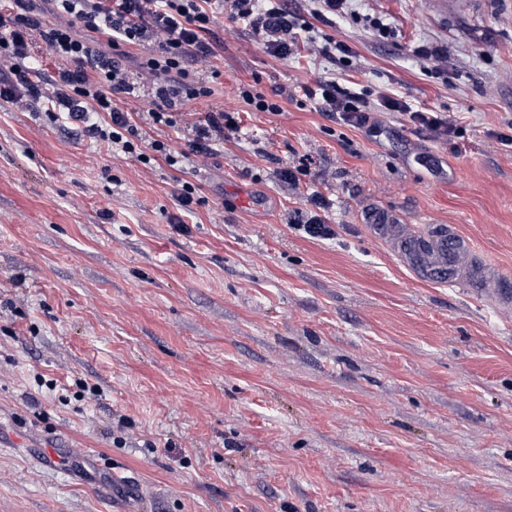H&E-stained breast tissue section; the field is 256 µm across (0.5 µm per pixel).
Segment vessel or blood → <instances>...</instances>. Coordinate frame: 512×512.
<instances>
[{
  "instance_id": "1",
  "label": "vessel or blood",
  "mask_w": 512,
  "mask_h": 512,
  "mask_svg": "<svg viewBox=\"0 0 512 512\" xmlns=\"http://www.w3.org/2000/svg\"><path fill=\"white\" fill-rule=\"evenodd\" d=\"M370 218L381 236L396 245L400 257L410 268L416 270L423 264L442 268L449 285L462 284L477 297L491 298L504 306L512 304V292L502 288L498 277L486 272L484 265L476 261L470 242L453 229H441L418 244L402 233L388 213L374 212Z\"/></svg>"
}]
</instances>
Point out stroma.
<instances>
[{"label": "stroma", "instance_id": "stroma-1", "mask_svg": "<svg viewBox=\"0 0 512 512\" xmlns=\"http://www.w3.org/2000/svg\"><path fill=\"white\" fill-rule=\"evenodd\" d=\"M301 23L349 60L278 59L217 17L213 93L186 109L241 130L200 169L145 171L0 102V512H512V309L419 275L366 222L454 226L512 283V0ZM429 42L447 76L415 56ZM324 76L461 133L344 125L299 92ZM283 87L278 113L242 97ZM185 181L201 202L177 226ZM312 192L334 238L288 222Z\"/></svg>", "mask_w": 512, "mask_h": 512}]
</instances>
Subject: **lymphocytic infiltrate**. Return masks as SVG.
Masks as SVG:
<instances>
[{"label":"lymphocytic infiltrate","instance_id":"f902f5d3","mask_svg":"<svg viewBox=\"0 0 512 512\" xmlns=\"http://www.w3.org/2000/svg\"><path fill=\"white\" fill-rule=\"evenodd\" d=\"M249 26L269 55L288 58L298 48L300 12L289 0H0V101L22 112L45 113L73 139L87 138L144 168L157 159L172 167L207 164L238 132L232 113L207 112L188 119L183 105L210 96L198 70L219 46L217 14ZM43 43L53 58L45 66L35 53ZM142 49L136 68L124 58ZM320 111L354 128L381 133L371 116L397 112L416 130L439 139L456 134L455 119L412 109L378 92L369 96L323 79L304 87ZM152 94L139 117L119 109L116 96ZM179 127L181 146L149 139L146 127Z\"/></svg>","mask_w":512,"mask_h":512}]
</instances>
